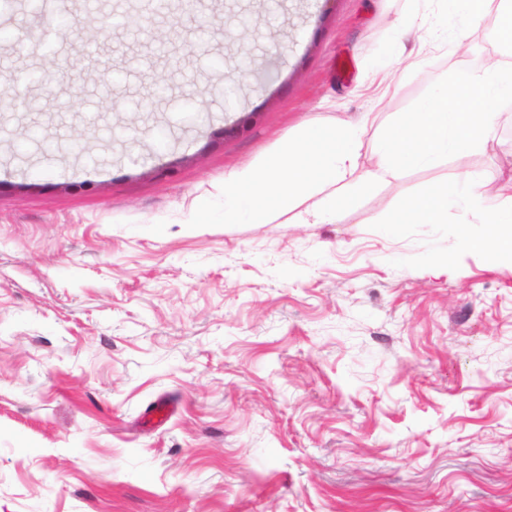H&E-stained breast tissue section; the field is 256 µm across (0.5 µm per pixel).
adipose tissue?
<instances>
[{
  "mask_svg": "<svg viewBox=\"0 0 512 512\" xmlns=\"http://www.w3.org/2000/svg\"><path fill=\"white\" fill-rule=\"evenodd\" d=\"M479 182L468 175H459L452 183L433 186L426 194L413 197L400 205L388 220L390 229L404 224H444L448 221V206L456 204L464 238L482 236L492 247V256L512 258V196L486 206L480 226H472L467 217L473 202L483 200Z\"/></svg>",
  "mask_w": 512,
  "mask_h": 512,
  "instance_id": "1",
  "label": "adipose tissue"
}]
</instances>
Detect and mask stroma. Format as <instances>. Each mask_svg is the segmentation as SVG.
<instances>
[{"label": "stroma", "instance_id": "35a3bbf8", "mask_svg": "<svg viewBox=\"0 0 512 512\" xmlns=\"http://www.w3.org/2000/svg\"><path fill=\"white\" fill-rule=\"evenodd\" d=\"M230 15L268 64L243 84ZM493 29L462 0H0L30 99L0 83V512H512V260L463 246L454 207L385 225L461 173L512 194V105L335 223L180 222L303 124L372 113L369 167Z\"/></svg>", "mask_w": 512, "mask_h": 512}]
</instances>
